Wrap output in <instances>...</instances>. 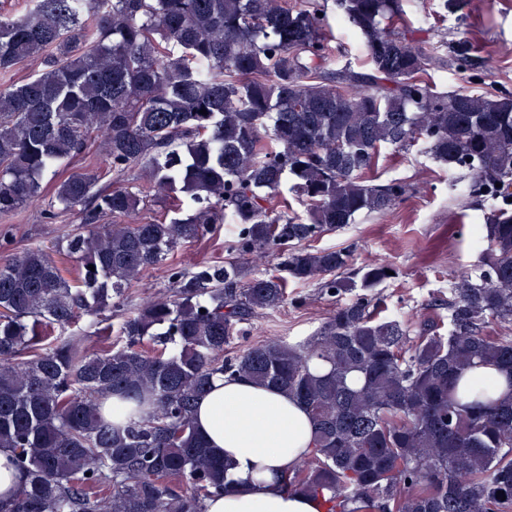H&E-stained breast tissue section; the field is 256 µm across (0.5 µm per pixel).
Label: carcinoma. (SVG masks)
Wrapping results in <instances>:
<instances>
[{
    "label": "carcinoma",
    "mask_w": 512,
    "mask_h": 512,
    "mask_svg": "<svg viewBox=\"0 0 512 512\" xmlns=\"http://www.w3.org/2000/svg\"><path fill=\"white\" fill-rule=\"evenodd\" d=\"M325 2L28 0L22 16L0 12V222L40 202L45 179L96 138L107 171H141L131 187L81 172L56 184L44 218L84 227L66 239L74 279L41 249L0 259V448L23 474L0 512H205L231 485L193 420L216 376L305 407L315 449L284 487L326 512H512V378L498 398L459 391L477 366L512 373V336L490 330L512 326V94L434 90L427 71L448 59L404 29L402 0H337L368 68L333 69ZM31 61L40 68L15 81ZM412 147L469 171L468 195L491 202L482 274H451L446 333L381 315L372 290L390 264L352 269L348 252L309 245L403 201L407 183L371 174L382 149ZM286 190L306 216L289 214ZM228 219L233 255L172 272L118 330L99 329L106 348L51 336L82 315L111 319L145 272ZM273 254L276 273L247 276ZM316 281L351 298L313 335L224 357L288 283ZM314 360L329 371L314 374Z\"/></svg>",
    "instance_id": "carcinoma-1"
}]
</instances>
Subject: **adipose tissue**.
Listing matches in <instances>:
<instances>
[{
    "mask_svg": "<svg viewBox=\"0 0 512 512\" xmlns=\"http://www.w3.org/2000/svg\"><path fill=\"white\" fill-rule=\"evenodd\" d=\"M199 431L229 465L232 492L206 512H325L321 499L287 492L289 468L314 449L311 417L295 400L244 378L214 379L199 400Z\"/></svg>",
    "mask_w": 512,
    "mask_h": 512,
    "instance_id": "adipose-tissue-1",
    "label": "adipose tissue"
}]
</instances>
